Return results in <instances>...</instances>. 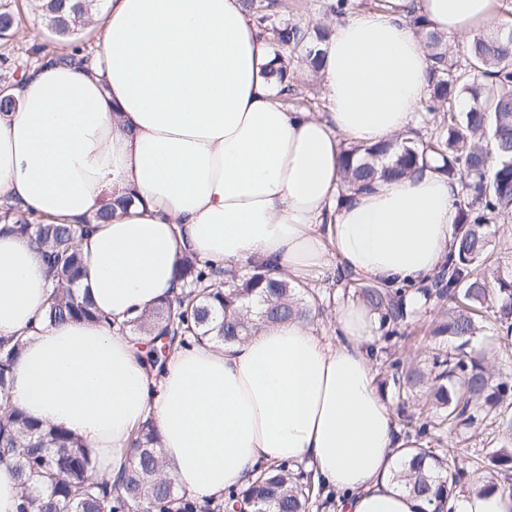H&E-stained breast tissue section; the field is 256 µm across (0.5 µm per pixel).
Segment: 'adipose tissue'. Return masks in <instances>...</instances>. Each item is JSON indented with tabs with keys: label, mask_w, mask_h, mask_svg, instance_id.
Returning a JSON list of instances; mask_svg holds the SVG:
<instances>
[{
	"label": "adipose tissue",
	"mask_w": 512,
	"mask_h": 512,
	"mask_svg": "<svg viewBox=\"0 0 512 512\" xmlns=\"http://www.w3.org/2000/svg\"><path fill=\"white\" fill-rule=\"evenodd\" d=\"M492 2L392 0L330 20L323 119L277 101L288 62L240 0H108L91 65L30 70L0 113V204L87 225L77 287L104 317L43 323V253L0 224V335L27 339L10 406L76 435L109 475L152 419L166 474L199 499L246 488L263 463L303 462L339 512H422L396 478L404 440L374 385L376 313L345 300L330 336L299 319L202 341L160 375L117 326L179 293L185 253L295 275L332 248L381 287L426 283L454 239L457 181L432 163L351 193L340 142L405 134L428 96L411 14L463 46Z\"/></svg>",
	"instance_id": "ef3b65f1"
}]
</instances>
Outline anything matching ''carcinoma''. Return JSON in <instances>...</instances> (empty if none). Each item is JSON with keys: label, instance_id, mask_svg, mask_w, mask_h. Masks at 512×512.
Instances as JSON below:
<instances>
[{"label": "carcinoma", "instance_id": "cac0c4a2", "mask_svg": "<svg viewBox=\"0 0 512 512\" xmlns=\"http://www.w3.org/2000/svg\"><path fill=\"white\" fill-rule=\"evenodd\" d=\"M99 2L35 0V9L52 34L69 38L87 25ZM246 7L261 27L276 35L280 50L302 48L308 67L320 68L326 30L280 21L278 0H264L260 7L246 0ZM411 21L432 60L429 104L422 109L421 128L414 129L419 137L343 148L342 179L347 189L363 190L436 160L460 185L458 231L431 287L382 288L361 282L354 289V295L379 314L387 343L401 337L400 327L409 316L408 294L448 302V320L435 333L448 336L456 349L439 348L433 354L429 398L412 411L406 408L422 376L398 359L384 367L383 380L397 391L399 425L406 437L415 439L399 449L397 477L430 512H445L454 492L470 483L468 469L459 465L465 440L450 439L439 454L419 447L416 440L444 427L482 426L500 433L504 443L475 458L487 469L512 471V380L490 370L487 352L464 351L479 330L489 296L485 278L477 273L489 246L487 227L512 215V37L497 29L476 34L466 58L454 62L443 34L429 29L420 17ZM16 24L14 12L0 3V36H8ZM3 218L10 221L11 231L38 244L56 279L46 312L49 322L101 321L87 297L71 288L83 272V226L38 220L11 205L3 207ZM177 277L182 282L179 294L118 326L121 332L138 335L137 343L145 346L143 358L159 374L172 356L196 342L239 341L263 323L311 313L295 285L271 269L255 268L239 277L184 254ZM498 293L499 320L512 330V279H499ZM23 345L21 336H0L1 400L9 396L12 366ZM127 454L128 463L116 477H98L91 453L68 431L46 428L17 408L0 414V463L12 464L22 480L18 512H220L240 502L251 512H311L323 491L314 487L302 467L273 462L261 467L248 487L202 506L178 492L165 474L160 438L150 419L134 429Z\"/></svg>", "mask_w": 512, "mask_h": 512}]
</instances>
